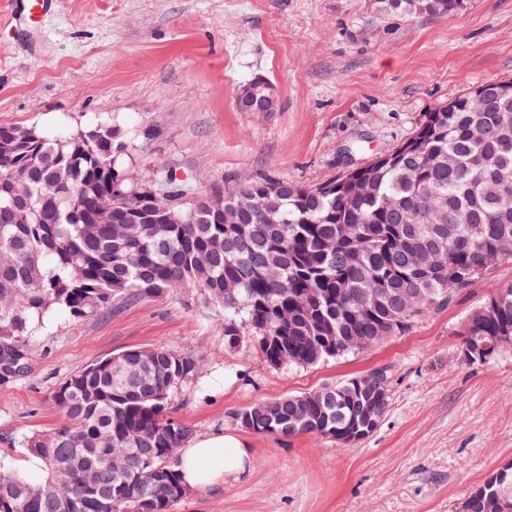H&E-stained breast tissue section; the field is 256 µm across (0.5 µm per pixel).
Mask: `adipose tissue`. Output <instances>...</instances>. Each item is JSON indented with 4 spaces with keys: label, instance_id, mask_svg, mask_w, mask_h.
Masks as SVG:
<instances>
[{
    "label": "adipose tissue",
    "instance_id": "obj_1",
    "mask_svg": "<svg viewBox=\"0 0 512 512\" xmlns=\"http://www.w3.org/2000/svg\"><path fill=\"white\" fill-rule=\"evenodd\" d=\"M252 469V448L241 434L230 429L189 440L176 464L183 484L198 491H211L227 480L246 478Z\"/></svg>",
    "mask_w": 512,
    "mask_h": 512
}]
</instances>
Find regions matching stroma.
I'll return each mask as SVG.
<instances>
[{"label": "stroma", "instance_id": "stroma-1", "mask_svg": "<svg viewBox=\"0 0 512 512\" xmlns=\"http://www.w3.org/2000/svg\"><path fill=\"white\" fill-rule=\"evenodd\" d=\"M0 0V127L54 138L120 127L126 164L213 196L243 175L314 186L411 137L425 112L490 80L512 81V0H471L444 18L378 12L372 0H55L17 27ZM277 88L274 112H244L242 85ZM458 302L401 336L309 367H274L253 348L224 366L221 312L184 288L78 320L53 312L30 376L0 394V464L30 477L23 436L59 427L52 393L86 365L132 348L201 361L171 416L204 435L236 428L255 402L377 368L391 401L372 436L349 446L312 434H248L252 473L172 512H456L512 463V357L474 368L452 346Z\"/></svg>", "mask_w": 512, "mask_h": 512}]
</instances>
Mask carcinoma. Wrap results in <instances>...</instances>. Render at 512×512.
<instances>
[{
	"mask_svg": "<svg viewBox=\"0 0 512 512\" xmlns=\"http://www.w3.org/2000/svg\"><path fill=\"white\" fill-rule=\"evenodd\" d=\"M382 13L446 17L468 0H376ZM446 112H427L410 137L414 149L366 164L369 190L316 186L268 176L243 181L211 201L183 205L173 183L147 201L152 222L122 223L131 198L154 190L124 181L127 143L100 125L62 143L37 131H0V182L29 200L15 210L0 196V392L32 372L36 330L53 310L75 319L192 287L224 311L225 366L244 346L265 361L304 367L353 354L410 330L449 308L473 282L512 261V99L497 106L463 93ZM237 209L234 224L220 210ZM112 212V223L100 215ZM235 284L224 294V285ZM505 300L489 313L485 303ZM475 342L512 336V284H489L461 320ZM199 361L163 347L102 358L54 391L66 423L20 440L40 462L30 479L0 470V512H171L181 484L172 465L192 427L169 417ZM390 405L389 376L376 369ZM372 398L350 380L302 395L264 400L235 414L263 435L315 434L339 444L344 425Z\"/></svg>",
	"mask_w": 512,
	"mask_h": 512,
	"instance_id": "cac0c4a2",
	"label": "carcinoma"
}]
</instances>
